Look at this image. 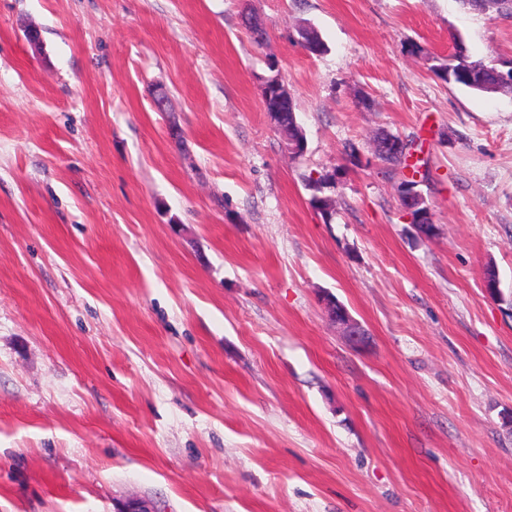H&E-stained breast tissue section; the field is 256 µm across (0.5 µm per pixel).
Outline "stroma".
<instances>
[{
	"mask_svg": "<svg viewBox=\"0 0 512 512\" xmlns=\"http://www.w3.org/2000/svg\"><path fill=\"white\" fill-rule=\"evenodd\" d=\"M459 43L512 59V17L0 0V512H512V314L483 290L492 266L512 292V93L439 79ZM271 57L299 158L264 111ZM382 129L427 173L434 238L371 159ZM321 302L329 320L336 324L352 346L362 348L367 344L370 336L368 330L350 315L341 302L329 294L324 295Z\"/></svg>",
	"mask_w": 512,
	"mask_h": 512,
	"instance_id": "1",
	"label": "stroma"
}]
</instances>
